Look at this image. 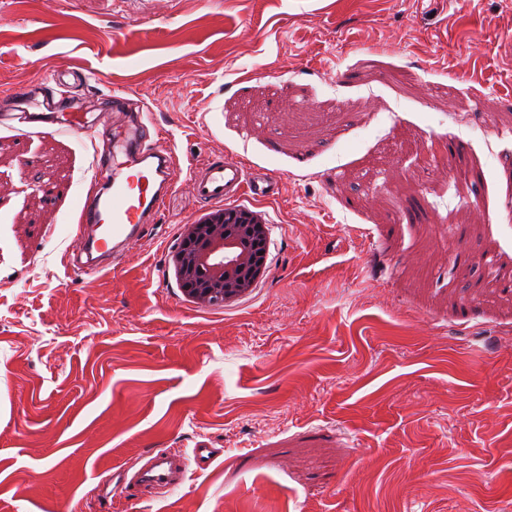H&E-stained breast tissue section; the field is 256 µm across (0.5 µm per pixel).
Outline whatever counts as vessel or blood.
<instances>
[{"mask_svg": "<svg viewBox=\"0 0 512 512\" xmlns=\"http://www.w3.org/2000/svg\"><path fill=\"white\" fill-rule=\"evenodd\" d=\"M132 164V174L110 181L103 195L81 208L76 240L86 272L111 271L117 260L129 256L131 244L156 221L176 181L178 168L164 139L137 146ZM188 180L195 198L206 203L246 193L269 197L277 188L271 174L232 160L193 165ZM218 455L215 448H196L188 457L160 450L134 471L123 472L119 485L125 490L150 488L167 493L183 484L188 465L204 470Z\"/></svg>", "mask_w": 512, "mask_h": 512, "instance_id": "obj_1", "label": "vessel or blood"}]
</instances>
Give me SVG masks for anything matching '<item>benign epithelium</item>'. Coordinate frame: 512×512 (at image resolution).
<instances>
[{
    "label": "benign epithelium",
    "mask_w": 512,
    "mask_h": 512,
    "mask_svg": "<svg viewBox=\"0 0 512 512\" xmlns=\"http://www.w3.org/2000/svg\"><path fill=\"white\" fill-rule=\"evenodd\" d=\"M267 239V223L246 208L211 210L183 225L170 256L182 292L202 307L247 295L265 273Z\"/></svg>",
    "instance_id": "obj_1"
}]
</instances>
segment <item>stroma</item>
Here are the masks:
<instances>
[{"label":"stroma","instance_id":"obj_1","mask_svg":"<svg viewBox=\"0 0 512 512\" xmlns=\"http://www.w3.org/2000/svg\"><path fill=\"white\" fill-rule=\"evenodd\" d=\"M112 107L275 176L236 201L270 229L248 296L183 294L182 179L73 273L123 156L58 126ZM510 275L512 0H0V512H512ZM198 446L170 494L98 489Z\"/></svg>","mask_w":512,"mask_h":512}]
</instances>
